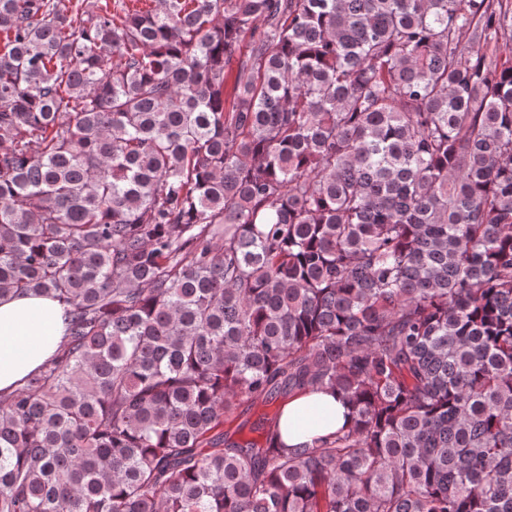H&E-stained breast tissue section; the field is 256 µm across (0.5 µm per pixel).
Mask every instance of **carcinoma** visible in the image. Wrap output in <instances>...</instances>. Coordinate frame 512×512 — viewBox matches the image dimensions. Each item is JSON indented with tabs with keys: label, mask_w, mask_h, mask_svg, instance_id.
Listing matches in <instances>:
<instances>
[{
	"label": "carcinoma",
	"mask_w": 512,
	"mask_h": 512,
	"mask_svg": "<svg viewBox=\"0 0 512 512\" xmlns=\"http://www.w3.org/2000/svg\"><path fill=\"white\" fill-rule=\"evenodd\" d=\"M507 41L512 0H0V297L65 307L0 512H512ZM309 388L350 424L224 434Z\"/></svg>",
	"instance_id": "1"
}]
</instances>
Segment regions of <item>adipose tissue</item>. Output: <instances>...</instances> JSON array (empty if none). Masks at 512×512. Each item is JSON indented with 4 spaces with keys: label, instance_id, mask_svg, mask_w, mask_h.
<instances>
[{
    "label": "adipose tissue",
    "instance_id": "obj_1",
    "mask_svg": "<svg viewBox=\"0 0 512 512\" xmlns=\"http://www.w3.org/2000/svg\"><path fill=\"white\" fill-rule=\"evenodd\" d=\"M64 308L57 300L34 293L0 298V391L9 393L53 357L62 340ZM349 412L329 392H310L284 403L281 441L296 447L344 427Z\"/></svg>",
    "mask_w": 512,
    "mask_h": 512
}]
</instances>
